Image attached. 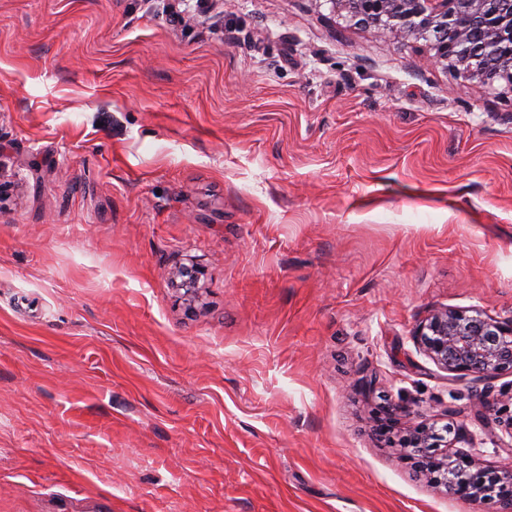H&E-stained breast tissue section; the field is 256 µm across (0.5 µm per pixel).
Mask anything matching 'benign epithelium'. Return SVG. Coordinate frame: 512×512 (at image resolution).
Here are the masks:
<instances>
[{"label":"benign epithelium","instance_id":"obj_1","mask_svg":"<svg viewBox=\"0 0 512 512\" xmlns=\"http://www.w3.org/2000/svg\"><path fill=\"white\" fill-rule=\"evenodd\" d=\"M332 9L346 13L355 23L396 41L422 40L430 60L451 67L480 89L502 82L512 90V0H327ZM201 271L181 266L174 272L186 297L196 294ZM413 337L425 354L443 371L491 379L512 369V321L501 322L479 312L440 310L431 313L414 330ZM489 394L479 397L473 421L487 433L500 418L489 417ZM442 436L416 426L403 441L405 448H421V459L448 471V493L489 512H512V469L473 471L463 480L448 464V455L432 458L429 449L448 448ZM500 481L505 493L486 500L482 489L489 479Z\"/></svg>","mask_w":512,"mask_h":512}]
</instances>
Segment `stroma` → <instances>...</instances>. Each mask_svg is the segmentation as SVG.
Returning a JSON list of instances; mask_svg holds the SVG:
<instances>
[{
    "mask_svg": "<svg viewBox=\"0 0 512 512\" xmlns=\"http://www.w3.org/2000/svg\"><path fill=\"white\" fill-rule=\"evenodd\" d=\"M442 308L512 319L511 94L326 0H0V512H476L400 446L512 389ZM473 313L434 311L412 336L434 364L448 373L491 379L511 370L512 321Z\"/></svg>",
    "mask_w": 512,
    "mask_h": 512,
    "instance_id": "35a3bbf8",
    "label": "stroma"
}]
</instances>
